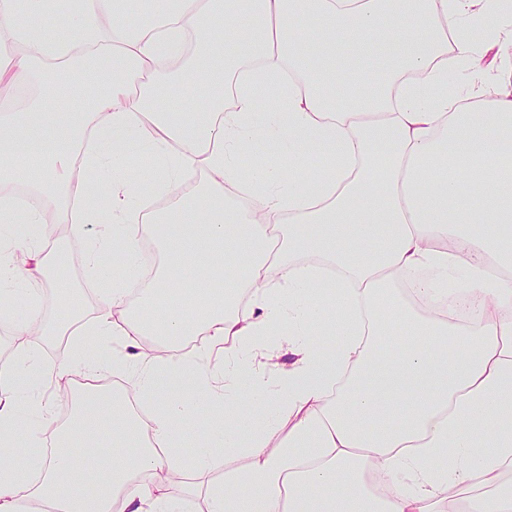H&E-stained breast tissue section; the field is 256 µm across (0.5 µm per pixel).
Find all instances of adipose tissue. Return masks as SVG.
I'll list each match as a JSON object with an SVG mask.
<instances>
[{
    "label": "adipose tissue",
    "instance_id": "obj_1",
    "mask_svg": "<svg viewBox=\"0 0 512 512\" xmlns=\"http://www.w3.org/2000/svg\"><path fill=\"white\" fill-rule=\"evenodd\" d=\"M491 2L0 0V85L33 93L22 108L0 101V246L12 249L0 307L13 335L64 336L79 318L31 319L33 282L58 278L60 252L41 244L48 214L78 237L104 226L83 258L101 289L84 340L0 362V512H184L196 498L204 512H512V89L462 25ZM50 15L69 36L45 34ZM93 68L107 83L87 98ZM457 70L461 94L448 90ZM169 73L201 101L172 95ZM261 97L270 112H256ZM270 140L288 169L246 167ZM185 171L201 185L185 190ZM146 184L165 209L147 211ZM148 229L163 264L132 309ZM305 254L320 265L299 264ZM452 272L459 295L491 306L486 320L449 318ZM411 277L435 313L398 295ZM395 326L405 340L392 352ZM203 332L224 353L225 387L185 349ZM281 332L294 361L274 389L249 357ZM115 336L135 383L90 385L91 348ZM77 372L87 383L44 446L28 401ZM163 381L179 396H161ZM253 400L267 419L250 420ZM80 444L96 458L86 484ZM222 451L246 463L205 485ZM178 466L191 480L175 496ZM370 468L395 493H371ZM464 484L458 509L448 489Z\"/></svg>",
    "mask_w": 512,
    "mask_h": 512
}]
</instances>
